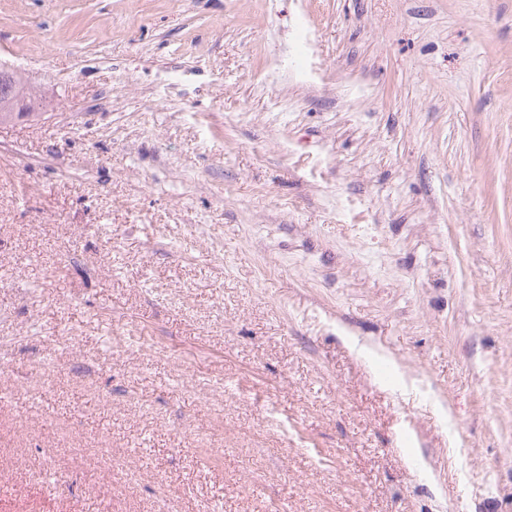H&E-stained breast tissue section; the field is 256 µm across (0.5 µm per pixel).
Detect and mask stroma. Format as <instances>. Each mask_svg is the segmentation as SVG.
<instances>
[{
    "label": "stroma",
    "instance_id": "stroma-1",
    "mask_svg": "<svg viewBox=\"0 0 512 512\" xmlns=\"http://www.w3.org/2000/svg\"><path fill=\"white\" fill-rule=\"evenodd\" d=\"M0 512H512V0H0Z\"/></svg>",
    "mask_w": 512,
    "mask_h": 512
}]
</instances>
